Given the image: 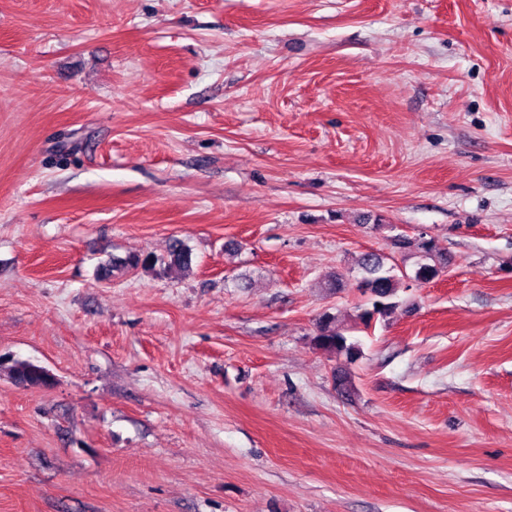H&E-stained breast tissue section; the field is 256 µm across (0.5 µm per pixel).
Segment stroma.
I'll return each instance as SVG.
<instances>
[{
    "label": "stroma",
    "mask_w": 512,
    "mask_h": 512,
    "mask_svg": "<svg viewBox=\"0 0 512 512\" xmlns=\"http://www.w3.org/2000/svg\"><path fill=\"white\" fill-rule=\"evenodd\" d=\"M0 512H512V0H0ZM394 245L403 251L412 252L411 255L418 258L414 273L417 280L429 281L436 278L445 264L444 259L437 255L432 241L425 236H420L418 240L397 236L394 238ZM158 262L164 264V270L169 273L183 274L190 271L192 258L190 248L179 239H174L167 250L166 257L161 259L153 256H141L138 254H130L120 262H112V271L114 269H138L152 268ZM381 255L367 253L357 260L362 277L358 283L361 294L366 298L365 305H360L357 319L365 329L375 327L376 322L390 317L402 302L397 299L399 278L394 273L395 267L386 268ZM312 342L317 350L329 355H343L349 361L355 360L360 352L354 343H347L335 317L327 312L321 316ZM8 371L13 381L23 387H45L51 383L40 366L28 361L16 360Z\"/></svg>",
    "instance_id": "35a3bbf8"
}]
</instances>
